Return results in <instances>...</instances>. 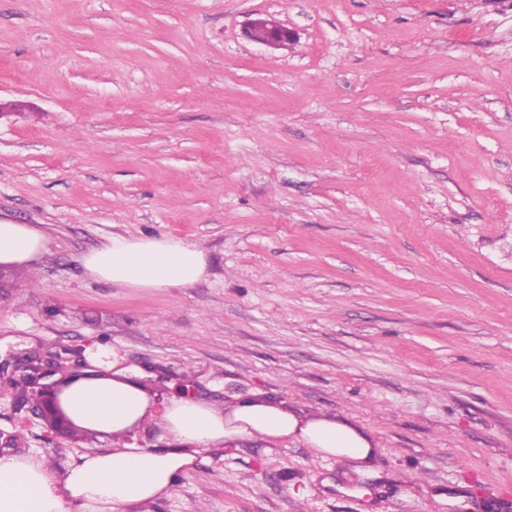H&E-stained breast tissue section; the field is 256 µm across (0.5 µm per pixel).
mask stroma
<instances>
[{
  "label": "stroma",
  "instance_id": "stroma-1",
  "mask_svg": "<svg viewBox=\"0 0 512 512\" xmlns=\"http://www.w3.org/2000/svg\"><path fill=\"white\" fill-rule=\"evenodd\" d=\"M258 17L296 40H250ZM0 100V218L50 241L0 290L15 454L84 448L14 404L16 360L113 349L159 396L253 393L382 445L369 474L213 447L123 512H512V0H0ZM130 233L202 247L208 278L88 277Z\"/></svg>",
  "mask_w": 512,
  "mask_h": 512
}]
</instances>
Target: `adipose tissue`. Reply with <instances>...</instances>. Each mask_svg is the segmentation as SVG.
I'll return each instance as SVG.
<instances>
[{
    "label": "adipose tissue",
    "instance_id": "adipose-tissue-1",
    "mask_svg": "<svg viewBox=\"0 0 512 512\" xmlns=\"http://www.w3.org/2000/svg\"><path fill=\"white\" fill-rule=\"evenodd\" d=\"M44 231L0 220V266L37 267L48 254ZM88 275L115 288H188L208 275L206 253L172 236L117 235L84 254ZM81 430L115 440L86 449L64 474L43 459L0 456V512H122L130 504L170 496L180 474L212 445L258 437L293 439L322 457L365 464L378 444L371 431L342 418L302 417L255 395L226 408L189 398L151 394L129 369H89L59 395ZM159 425L171 448H138L125 439L142 424Z\"/></svg>",
    "mask_w": 512,
    "mask_h": 512
}]
</instances>
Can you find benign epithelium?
Wrapping results in <instances>:
<instances>
[{"mask_svg": "<svg viewBox=\"0 0 512 512\" xmlns=\"http://www.w3.org/2000/svg\"><path fill=\"white\" fill-rule=\"evenodd\" d=\"M247 35L251 40L271 47H278L296 39L293 29L269 18L252 20L247 28ZM26 368L29 370L26 375L28 390L20 394L18 402H26L30 396L37 398L39 403L34 405V415L55 435L69 434L71 425L58 405L61 380L55 378V375L62 372V368L50 362L44 365L30 362Z\"/></svg>", "mask_w": 512, "mask_h": 512, "instance_id": "benign-epithelium-1", "label": "benign epithelium"}]
</instances>
